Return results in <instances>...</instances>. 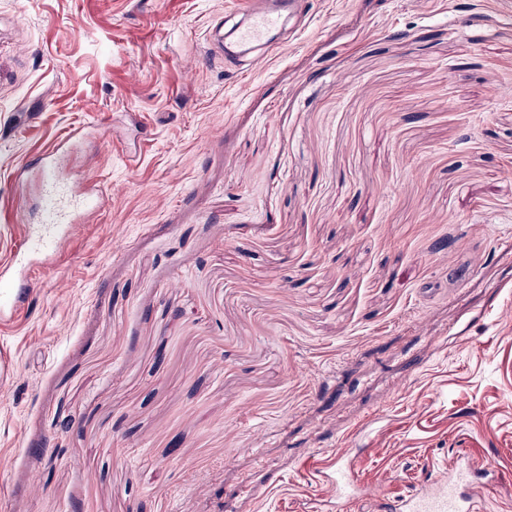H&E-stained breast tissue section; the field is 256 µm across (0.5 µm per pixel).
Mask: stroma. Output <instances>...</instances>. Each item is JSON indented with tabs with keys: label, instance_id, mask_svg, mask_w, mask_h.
I'll list each match as a JSON object with an SVG mask.
<instances>
[{
	"label": "stroma",
	"instance_id": "obj_1",
	"mask_svg": "<svg viewBox=\"0 0 512 512\" xmlns=\"http://www.w3.org/2000/svg\"><path fill=\"white\" fill-rule=\"evenodd\" d=\"M244 2L0 0V263L72 128L112 189L0 319V512H329L338 461L398 496L459 448L512 486V0H306L237 72Z\"/></svg>",
	"mask_w": 512,
	"mask_h": 512
}]
</instances>
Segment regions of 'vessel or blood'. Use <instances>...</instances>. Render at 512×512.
Masks as SVG:
<instances>
[{"mask_svg": "<svg viewBox=\"0 0 512 512\" xmlns=\"http://www.w3.org/2000/svg\"><path fill=\"white\" fill-rule=\"evenodd\" d=\"M302 11V0H247L230 40L218 44L214 52L238 70L263 69L284 45L287 20ZM82 135V129H73L41 158L37 206L20 213L21 240L11 261L0 266V316L25 305L34 290L39 261L53 257L77 233L85 217L112 198L110 188L77 178L64 161L73 141ZM456 457L459 466L432 467L401 498L389 497L381 486L358 485L349 463H340L327 478L334 489L335 510L352 512L359 504L367 512H486L502 491L499 481L490 479L486 467L465 462L464 451H457Z\"/></svg>", "mask_w": 512, "mask_h": 512, "instance_id": "obj_1", "label": "vessel or blood"}]
</instances>
